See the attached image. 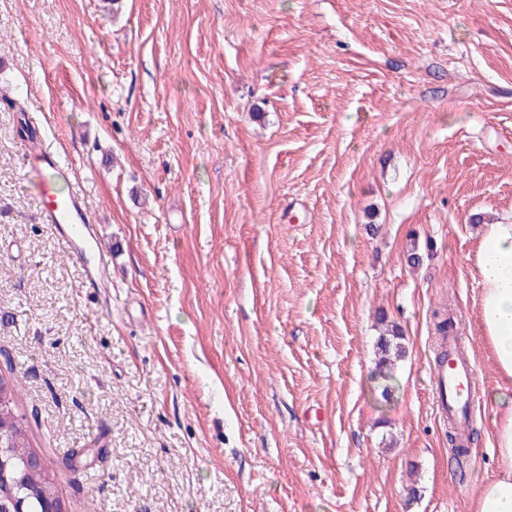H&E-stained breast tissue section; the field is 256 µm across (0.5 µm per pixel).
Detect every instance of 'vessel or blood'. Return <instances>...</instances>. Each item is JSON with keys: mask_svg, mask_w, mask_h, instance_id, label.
Masks as SVG:
<instances>
[{"mask_svg": "<svg viewBox=\"0 0 512 512\" xmlns=\"http://www.w3.org/2000/svg\"><path fill=\"white\" fill-rule=\"evenodd\" d=\"M24 168L42 192L40 218L54 225L59 234L75 244L98 238L97 229L83 196L76 190L57 191L56 183L67 175L62 158L40 145L33 146L24 158ZM476 369L465 359L449 357L447 363L431 367L432 392L436 412L446 418L454 415L460 402L476 408L479 398L475 390Z\"/></svg>", "mask_w": 512, "mask_h": 512, "instance_id": "obj_1", "label": "vessel or blood"}]
</instances>
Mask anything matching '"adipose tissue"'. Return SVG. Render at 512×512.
Wrapping results in <instances>:
<instances>
[{
    "label": "adipose tissue",
    "mask_w": 512,
    "mask_h": 512,
    "mask_svg": "<svg viewBox=\"0 0 512 512\" xmlns=\"http://www.w3.org/2000/svg\"><path fill=\"white\" fill-rule=\"evenodd\" d=\"M474 262L479 327L500 378L492 395L497 473L480 485L474 512H512V222L484 226Z\"/></svg>",
    "instance_id": "adipose-tissue-1"
}]
</instances>
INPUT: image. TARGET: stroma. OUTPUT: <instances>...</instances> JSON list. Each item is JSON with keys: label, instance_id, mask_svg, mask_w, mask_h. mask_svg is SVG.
<instances>
[{"label": "stroma", "instance_id": "1", "mask_svg": "<svg viewBox=\"0 0 512 512\" xmlns=\"http://www.w3.org/2000/svg\"><path fill=\"white\" fill-rule=\"evenodd\" d=\"M34 134L106 288L40 221ZM495 221L512 0H0V376L67 512H472L495 469L473 264ZM439 315L478 373L461 458ZM386 320L406 354L385 398Z\"/></svg>", "mask_w": 512, "mask_h": 512}]
</instances>
